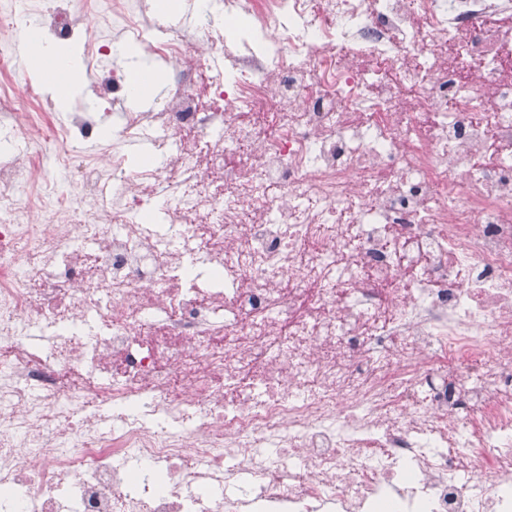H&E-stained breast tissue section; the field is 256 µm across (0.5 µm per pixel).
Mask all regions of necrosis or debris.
Instances as JSON below:
<instances>
[{"label": "necrosis or debris", "instance_id": "necrosis-or-debris-1", "mask_svg": "<svg viewBox=\"0 0 512 512\" xmlns=\"http://www.w3.org/2000/svg\"><path fill=\"white\" fill-rule=\"evenodd\" d=\"M194 8L55 0L60 122L0 79V512H512V0ZM122 59L125 61L123 65H125L129 70L132 67L138 68H148L149 70L155 72L160 80L159 91L154 94L150 100L143 102H139V106L133 104L131 102V106L138 109H147L151 107L154 103L159 101L167 92V84L165 82V78L162 75L164 70V65L160 60L152 59L149 57L142 56L137 48L136 54L133 57H125L122 56Z\"/></svg>", "mask_w": 512, "mask_h": 512}]
</instances>
